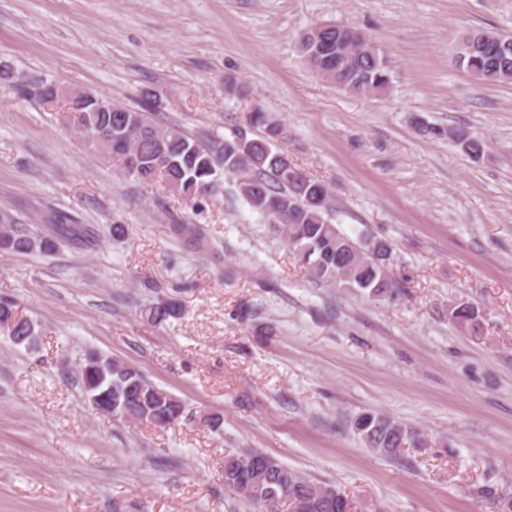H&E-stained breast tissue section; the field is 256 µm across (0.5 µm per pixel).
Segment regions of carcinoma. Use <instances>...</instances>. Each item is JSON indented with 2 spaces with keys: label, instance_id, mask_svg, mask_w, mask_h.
Here are the masks:
<instances>
[{
  "label": "carcinoma",
  "instance_id": "1",
  "mask_svg": "<svg viewBox=\"0 0 512 512\" xmlns=\"http://www.w3.org/2000/svg\"><path fill=\"white\" fill-rule=\"evenodd\" d=\"M498 36L491 31H473L463 36L456 64L479 80L488 82L489 70L498 69L497 83L512 82V58L488 52L469 51L475 37ZM300 52L317 76L336 85V75L324 69L322 58L313 54L309 43ZM379 56L372 65L366 56L356 60L357 70L344 79L342 90L351 95L384 91L390 68ZM0 81L8 82L22 98L47 102L51 98L74 111L78 130L92 132L110 128L121 135L120 149L105 140L89 144L106 158L122 160L127 176L140 182L162 181L196 206L212 196L226 174L238 176V189L246 203L262 214L274 232L293 250L311 276L343 288L367 290L374 296L393 294L389 271V246L381 240L355 241L328 218L330 188L304 175L293 160L275 144L278 127L266 122L261 112L250 116L249 127L237 129L229 138L214 136L205 142L179 127L157 122L149 106L130 109L105 97L88 99L81 91L66 90L48 80L39 89L19 85L18 74L7 61H0ZM266 126L263 136H252V127ZM50 234L35 235L0 212V250L48 253L59 241L87 244L96 233L84 224H74L65 215H56ZM179 236L187 235L205 245L206 230L195 224H174ZM182 305L169 299L143 311L147 321L159 324L181 313ZM462 327L479 328V313L471 305H460L451 313ZM0 325L9 327L16 344H31L38 338L35 323L15 315L10 301L0 300ZM79 382L89 401L109 405L112 413L128 414L131 420H146L158 426L175 424L183 416L185 404L151 382L135 365L98 353L89 354L81 367ZM351 428L370 448L386 457L397 455L405 445H424L418 433L403 423L375 412H361L351 420ZM224 485L262 512H278L282 506L300 512H353L350 499L336 486L315 482L300 472L260 451L233 455L224 460ZM482 496L498 512H512V493L487 485Z\"/></svg>",
  "mask_w": 512,
  "mask_h": 512
}]
</instances>
